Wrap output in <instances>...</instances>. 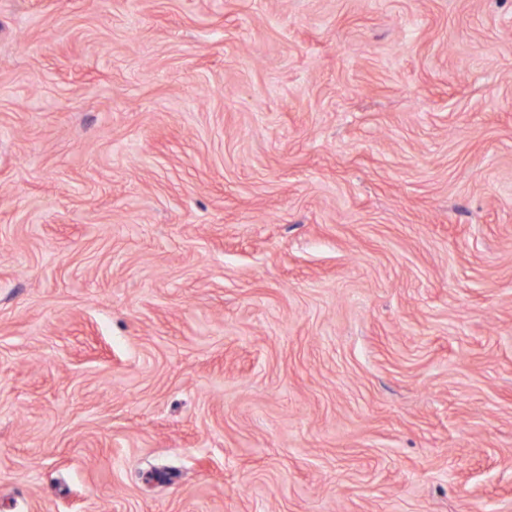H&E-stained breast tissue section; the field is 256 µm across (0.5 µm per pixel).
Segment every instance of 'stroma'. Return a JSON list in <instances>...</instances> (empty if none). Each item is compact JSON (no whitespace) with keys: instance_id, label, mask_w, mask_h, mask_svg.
I'll return each instance as SVG.
<instances>
[{"instance_id":"35a3bbf8","label":"stroma","mask_w":512,"mask_h":512,"mask_svg":"<svg viewBox=\"0 0 512 512\" xmlns=\"http://www.w3.org/2000/svg\"><path fill=\"white\" fill-rule=\"evenodd\" d=\"M0 512H512V0H0Z\"/></svg>"}]
</instances>
